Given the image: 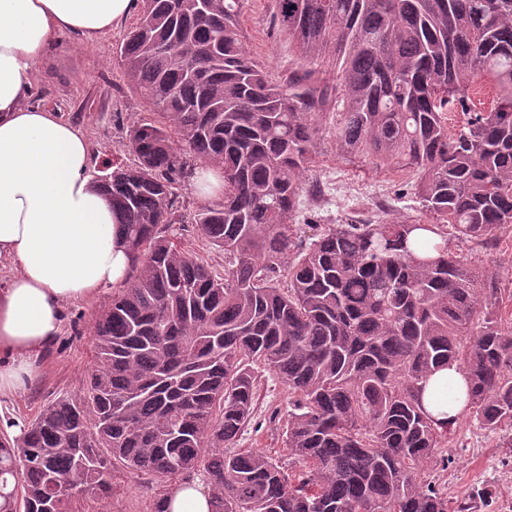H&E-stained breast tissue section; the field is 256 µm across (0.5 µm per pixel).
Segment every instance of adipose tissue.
<instances>
[{
    "instance_id": "adipose-tissue-1",
    "label": "adipose tissue",
    "mask_w": 512,
    "mask_h": 512,
    "mask_svg": "<svg viewBox=\"0 0 512 512\" xmlns=\"http://www.w3.org/2000/svg\"><path fill=\"white\" fill-rule=\"evenodd\" d=\"M135 0H0V259L15 267L0 289V397L24 390L62 333L65 304L125 283L131 257L118 217L97 188L83 129L33 104L36 74L67 36L92 43ZM451 399L436 406L441 387ZM467 396L456 368L424 384L425 409L457 420Z\"/></svg>"
}]
</instances>
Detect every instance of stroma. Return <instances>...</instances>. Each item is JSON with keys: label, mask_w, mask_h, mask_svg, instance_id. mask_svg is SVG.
<instances>
[{"label": "stroma", "mask_w": 512, "mask_h": 512, "mask_svg": "<svg viewBox=\"0 0 512 512\" xmlns=\"http://www.w3.org/2000/svg\"><path fill=\"white\" fill-rule=\"evenodd\" d=\"M274 0H245L239 20L249 57L263 67L274 82L305 66L287 33L273 24ZM129 16L112 33L93 45L69 38L49 52L36 79L34 101L59 112L82 126L95 149L94 175L111 172L116 165H129L134 156L127 130L153 114L131 89L117 48L136 23ZM318 122L323 134L317 143L316 162L307 174L317 183V195L301 199L297 223L361 224L373 219L390 223L426 222L425 210L416 190L414 173L401 170L372 171L363 160L348 161L336 154L331 131L335 108H327ZM178 205L184 223L173 232L184 247L204 257L216 270L224 268V253L206 244L190 218L201 199L194 189L177 187ZM454 251L467 254L474 266L489 270L501 287L512 286V234L501 238L496 249L486 251L469 243L451 240ZM112 300L105 291L64 309V331L57 343L38 361V374L22 392L0 397V420L33 421L56 393H77L94 366L93 324ZM288 391L272 374L261 379V399L253 421L238 436L240 448H261L281 454L278 432L287 419ZM449 460L430 468L428 476L437 488L459 499L475 490H485L476 512H512V453L498 447L495 435L462 417L450 439ZM116 493L105 502L83 500V512H142L145 492L136 478L117 474Z\"/></svg>", "instance_id": "stroma-1"}]
</instances>
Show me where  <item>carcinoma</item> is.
<instances>
[{"label": "carcinoma", "instance_id": "1", "mask_svg": "<svg viewBox=\"0 0 512 512\" xmlns=\"http://www.w3.org/2000/svg\"><path fill=\"white\" fill-rule=\"evenodd\" d=\"M197 2L141 0L119 45L158 116L129 130L135 163L98 180L131 270L96 318L82 391L0 433V512H75L121 471L144 512H169L154 484L193 475L211 512H471L425 479L455 424L422 391L456 367L467 416L512 448V289L448 249L450 230L485 246L512 226V0H276L305 60L336 57L333 87L311 68L272 82L244 47L243 0ZM334 91L337 155L412 170L430 223H293ZM177 142L223 170L192 216L222 275L172 232L174 185L195 170ZM262 371L288 390L279 440L297 469L235 447Z\"/></svg>", "mask_w": 512, "mask_h": 512}]
</instances>
